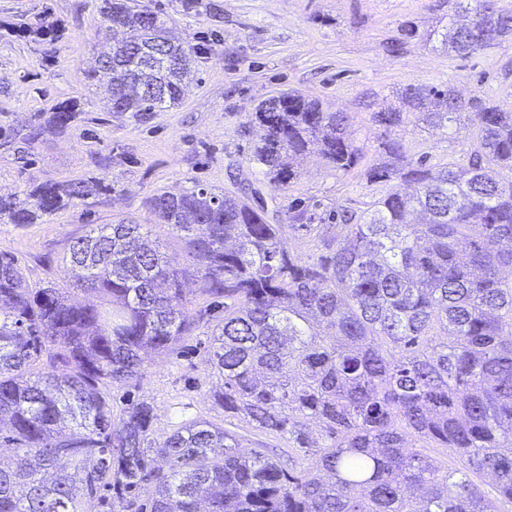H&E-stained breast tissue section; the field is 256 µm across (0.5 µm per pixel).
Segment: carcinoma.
Returning a JSON list of instances; mask_svg holds the SVG:
<instances>
[{
  "label": "carcinoma",
  "instance_id": "cac0c4a2",
  "mask_svg": "<svg viewBox=\"0 0 512 512\" xmlns=\"http://www.w3.org/2000/svg\"><path fill=\"white\" fill-rule=\"evenodd\" d=\"M99 31L126 29L112 59L86 71L109 78L107 110L141 122L180 105L199 48L182 40L152 0H102ZM157 41L163 58L144 67ZM512 39V11L461 0L441 42L468 57ZM408 113L450 129L476 127L467 163L435 167L407 158L402 142L372 180L389 188L335 223L302 201L268 205L250 182L201 184L150 200L156 219L197 261L207 311H220L209 349L224 381L215 406L251 429L288 436L306 468L282 466L239 436L192 419L157 444L154 407L112 412L109 389L139 383L141 352L166 353L204 319L190 309L182 273L152 247L143 225L103 224L65 258L69 283L102 295L78 305L71 289L22 287L14 257L0 254V512H504L512 504V112L465 102L452 89L412 85ZM387 133L404 113H372ZM248 164L280 185L315 150L351 171L363 158L352 113L288 91L261 101ZM112 184L46 183L24 199L0 195V224H35ZM320 238L328 254L300 261L284 230ZM321 426L314 437L307 421ZM435 440L493 480L486 493L440 470L406 435ZM170 463L154 466L153 448ZM154 486L141 501L138 491Z\"/></svg>",
  "mask_w": 512,
  "mask_h": 512
}]
</instances>
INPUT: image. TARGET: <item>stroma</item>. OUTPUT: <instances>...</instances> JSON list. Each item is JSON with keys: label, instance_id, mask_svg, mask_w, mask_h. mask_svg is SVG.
Here are the masks:
<instances>
[{"label": "stroma", "instance_id": "1", "mask_svg": "<svg viewBox=\"0 0 512 512\" xmlns=\"http://www.w3.org/2000/svg\"><path fill=\"white\" fill-rule=\"evenodd\" d=\"M155 3L183 38L208 39L209 49L198 57L196 79L179 107L134 123L106 112L102 88L84 78L106 48L96 34L101 0H0V195L67 179L114 183L112 193L75 202L46 222L0 224V252L19 261L26 287L66 286L63 258L73 241L92 225L125 219L141 224L186 271L190 300L206 305L193 259L151 214L149 201L160 190L227 187L235 168L251 178V114L279 92L353 115L354 138L365 150L357 169L345 173L310 155L288 191L263 178L255 183L265 199H298L322 214L378 197L382 186L368 170L383 160L381 131L371 115L399 107L407 86L450 87L463 99L512 111V40L468 57L448 54L439 33L450 0H203L196 11L184 10L181 0ZM43 17L61 26L57 41L15 29ZM408 22L430 43L404 40ZM74 98L82 112L56 128L53 108ZM395 135L409 157L433 165L466 162L477 147V132L466 122L445 131L409 116ZM210 338L211 326L202 322L173 351L147 354L139 386L112 387L113 411L144 399L154 406L156 440L186 421L208 419L238 433L244 449L259 446L280 461L304 462L287 438L254 431L213 407L220 380L208 362Z\"/></svg>", "mask_w": 512, "mask_h": 512}]
</instances>
